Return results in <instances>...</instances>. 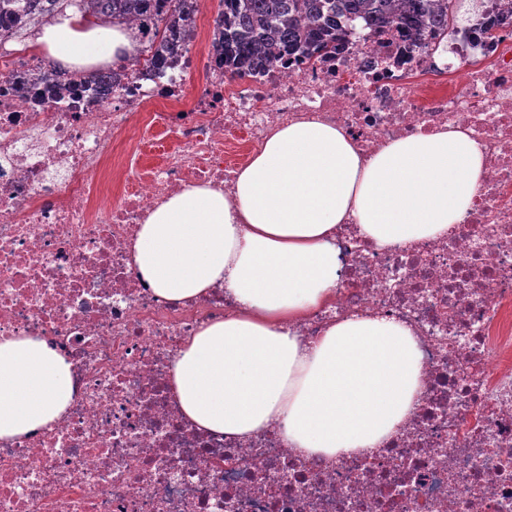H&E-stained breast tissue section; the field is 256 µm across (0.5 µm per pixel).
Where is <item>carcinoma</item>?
<instances>
[{
	"label": "carcinoma",
	"mask_w": 512,
	"mask_h": 512,
	"mask_svg": "<svg viewBox=\"0 0 512 512\" xmlns=\"http://www.w3.org/2000/svg\"><path fill=\"white\" fill-rule=\"evenodd\" d=\"M211 51L224 74L243 78L253 64L288 65L325 53L360 24L413 31L430 23L448 26L450 0H219ZM105 26L134 27L136 56L150 54L159 68L171 62V46L195 39L199 0H0V44L48 25L67 13Z\"/></svg>",
	"instance_id": "obj_1"
}]
</instances>
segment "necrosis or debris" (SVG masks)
I'll list each match as a JSON object with an SVG mask.
<instances>
[{"label":"necrosis or debris","instance_id":"4bbe7bcc","mask_svg":"<svg viewBox=\"0 0 512 512\" xmlns=\"http://www.w3.org/2000/svg\"><path fill=\"white\" fill-rule=\"evenodd\" d=\"M479 24L412 46L358 30L343 50L228 80L194 45L164 71L65 85L19 52L0 82V338L45 340L70 366L58 422L0 440V512H512V0H477ZM499 33L480 38L479 25ZM453 54L457 78L441 59ZM204 83L188 93L187 81ZM152 104L136 116L134 109ZM317 120L363 155L411 136L465 131L484 174L447 237L377 247L357 225L332 241L330 303L292 326L301 340L369 312L406 323L422 356L419 396L376 447L311 458L276 431L247 439L186 420L170 372L183 340L234 309L225 285L190 301L155 295L134 262L141 224L173 194H232L281 126ZM136 146L113 157L126 134ZM161 145L144 164L141 149ZM117 160L122 188L104 192Z\"/></svg>","mask_w":512,"mask_h":512}]
</instances>
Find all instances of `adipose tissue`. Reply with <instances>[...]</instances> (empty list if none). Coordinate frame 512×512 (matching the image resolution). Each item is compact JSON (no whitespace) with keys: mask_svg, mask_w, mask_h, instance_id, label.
Returning <instances> with one entry per match:
<instances>
[{"mask_svg":"<svg viewBox=\"0 0 512 512\" xmlns=\"http://www.w3.org/2000/svg\"><path fill=\"white\" fill-rule=\"evenodd\" d=\"M35 44L69 68L119 64L133 30L70 15ZM481 147L461 130L395 140L362 156L339 128L300 121L276 130L236 179L232 196L191 187L142 224L135 262L165 299L227 285L236 310L186 338L172 370L177 404L200 429L245 439L281 430L292 448L333 458L394 437L420 392L411 328L356 313L301 342L290 323L324 307L340 276L331 240L358 225L377 246L447 236L472 204ZM70 366L40 339H0V439L58 421Z\"/></svg>","mask_w":512,"mask_h":512,"instance_id":"obj_1","label":"adipose tissue"}]
</instances>
